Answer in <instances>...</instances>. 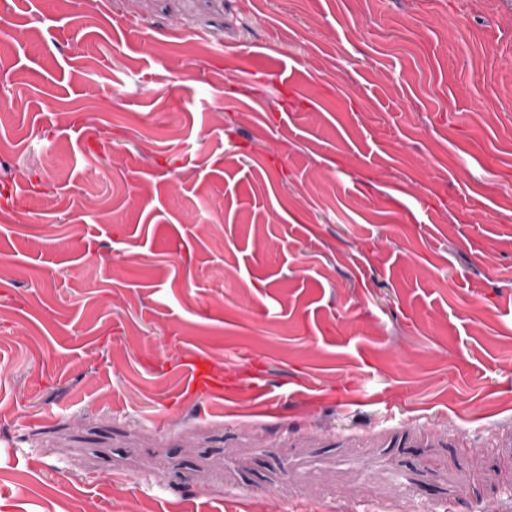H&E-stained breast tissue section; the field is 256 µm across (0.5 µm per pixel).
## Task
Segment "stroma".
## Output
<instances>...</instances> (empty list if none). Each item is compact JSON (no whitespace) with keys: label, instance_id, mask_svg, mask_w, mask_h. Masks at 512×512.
I'll list each match as a JSON object with an SVG mask.
<instances>
[{"label":"stroma","instance_id":"1","mask_svg":"<svg viewBox=\"0 0 512 512\" xmlns=\"http://www.w3.org/2000/svg\"><path fill=\"white\" fill-rule=\"evenodd\" d=\"M134 498L512 512V0H0V512Z\"/></svg>","mask_w":512,"mask_h":512}]
</instances>
